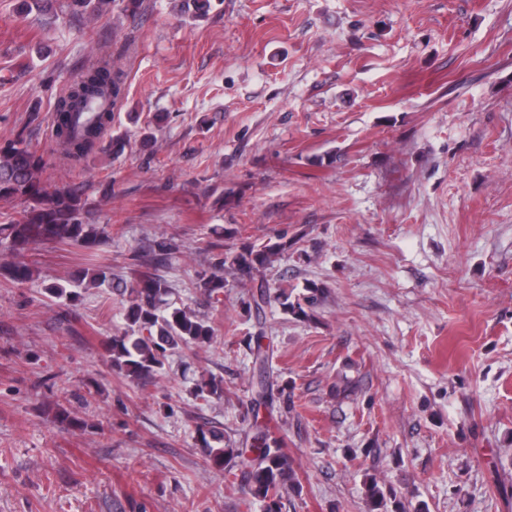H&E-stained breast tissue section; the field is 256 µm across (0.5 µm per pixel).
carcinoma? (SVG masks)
Masks as SVG:
<instances>
[{
    "mask_svg": "<svg viewBox=\"0 0 512 512\" xmlns=\"http://www.w3.org/2000/svg\"><path fill=\"white\" fill-rule=\"evenodd\" d=\"M112 5L120 6L123 13L136 12L141 9L142 0H68L70 10L97 16ZM210 7V0H181V13L189 19L207 12ZM123 94V74L112 67L110 60L102 59L87 68L58 97L56 136L65 145L71 161L84 160L97 147L101 129L112 121L111 113L103 111L95 123L77 133L73 128V114L90 98L106 97L115 106L121 102ZM45 167L43 155L25 141L0 140V200L25 202L21 210L0 222V248L16 256V260L0 265V276L17 285L27 283L33 276L31 266L18 259L29 246L55 243L91 248L106 233V228L85 222L88 202L81 194L69 187L50 188L45 184ZM276 249L277 246L272 245L259 250L253 247L229 250L216 271L198 275L196 287L216 300L224 293V272L251 276L269 264ZM101 287H112V271L106 266L80 270L72 289L51 283L45 286V293L76 302L83 290ZM168 291L167 282L148 271L121 292L124 331L109 337L106 351L112 365L129 377L150 379L162 369L171 351L179 347H202L213 340V327L191 312L175 308L166 314L160 313V304ZM275 301L286 307L288 295H273L261 285L247 302V311L259 317L265 307ZM262 338L261 334L252 336L248 342L257 391L251 400L253 422L245 441L255 455L249 459L243 448L223 447L224 437L214 430H199V441L207 461L229 472L235 468L240 470L252 496L265 504V512H281L284 490L294 479L295 472L288 454L272 436L268 423L258 418L262 408L270 418L279 412L270 380L273 353L269 345L262 344ZM223 393L222 381L211 377L197 385L195 397L207 401Z\"/></svg>",
    "mask_w": 512,
    "mask_h": 512,
    "instance_id": "cac0c4a2",
    "label": "carcinoma"
}]
</instances>
